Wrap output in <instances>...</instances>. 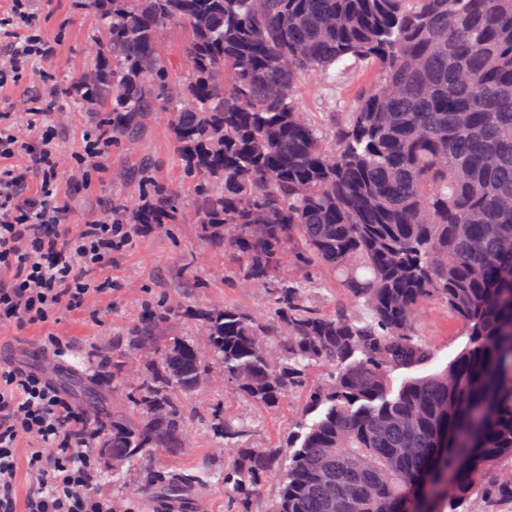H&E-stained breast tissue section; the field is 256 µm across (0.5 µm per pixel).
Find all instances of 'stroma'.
<instances>
[{
  "label": "stroma",
  "mask_w": 512,
  "mask_h": 512,
  "mask_svg": "<svg viewBox=\"0 0 512 512\" xmlns=\"http://www.w3.org/2000/svg\"><path fill=\"white\" fill-rule=\"evenodd\" d=\"M45 37L55 53L48 64L59 90L76 81L88 63V40L96 27V18L80 0H35ZM379 76L374 68L360 66L336 85L327 86L316 75L303 78L294 96L312 123L331 133L332 119L344 116ZM61 131L58 160L65 175L64 188L69 200L68 222L85 224L110 217L114 206L139 192L133 171L140 162H148L152 176L159 182L181 185L182 165L171 134L173 114L167 105H159L145 119L142 135L116 137L112 150L89 182L71 177L73 155L79 149L84 130L101 123L102 113L87 110L74 98H66L62 109L52 115ZM240 256L214 248L200 233L194 214V198L183 188L175 224L165 229H144L132 244L114 254L104 270L112 280V290L91 296L80 309L62 311L47 323L25 327H0V360L44 371L49 357L42 353L46 333L62 334L69 352L62 364L82 374L99 388L113 394L114 415L135 419L140 415L126 398L129 381L115 383L112 371L100 367V352L140 358L132 348L128 334L137 324L145 303L163 299L174 306L177 317L171 322L173 334L200 341V311L227 306L251 311L270 309L272 301L265 291L241 287L237 282ZM417 331L433 353L427 372L444 368L467 342L461 322L438 300L422 308ZM188 438L182 448H160L145 458L126 464L119 478H111L107 468H100L90 487L91 493L112 497L116 502H130L134 512H144L139 489L148 470L186 472L197 475L205 497L200 512H238L234 494L215 477V470L231 463L223 444L212 430L214 417H230L247 422L254 448H287L288 435L300 420L302 396L294 392L274 410L262 407L243 396L234 385L204 387L180 395Z\"/></svg>",
  "instance_id": "1"
}]
</instances>
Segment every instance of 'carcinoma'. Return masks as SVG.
<instances>
[{"instance_id":"1","label":"carcinoma","mask_w":512,"mask_h":512,"mask_svg":"<svg viewBox=\"0 0 512 512\" xmlns=\"http://www.w3.org/2000/svg\"><path fill=\"white\" fill-rule=\"evenodd\" d=\"M97 17L90 65L71 91L122 135L165 101L193 183L201 234L240 253L238 282L272 291L271 313H199L224 378L273 409L305 394L288 461L249 446L251 428L216 419L231 449L224 486L248 498L276 479V512H484L476 487L512 460V0H87ZM187 30L177 76L158 30ZM356 62L378 83L325 142L294 99L300 77L325 84ZM133 224L174 223L181 191L141 168ZM261 218L265 230L251 232ZM339 277L360 319L317 312L288 265ZM443 301L467 343L439 372L415 331ZM161 301L133 330L155 362L132 393L135 421L95 414L112 439V474L163 444L182 446L178 393L208 364L194 342L157 328ZM315 367L329 369L318 381ZM336 502V510L330 509Z\"/></svg>"}]
</instances>
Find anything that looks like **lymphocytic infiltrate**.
<instances>
[{
	"instance_id": "f902f5d3",
	"label": "lymphocytic infiltrate",
	"mask_w": 512,
	"mask_h": 512,
	"mask_svg": "<svg viewBox=\"0 0 512 512\" xmlns=\"http://www.w3.org/2000/svg\"><path fill=\"white\" fill-rule=\"evenodd\" d=\"M0 9V90L31 77L50 81L46 66L55 48L32 0H8ZM60 107L55 89L30 95L23 120L0 111V325H38L62 310L80 308L107 293L99 271L126 249L138 232L120 210L109 219L68 224L57 146L59 131L48 116ZM112 146L111 131L82 136L75 175L88 180ZM85 410L42 373L0 363V512H114L111 498L90 493L98 472ZM30 444L27 467L39 487L18 506L16 449Z\"/></svg>"
}]
</instances>
